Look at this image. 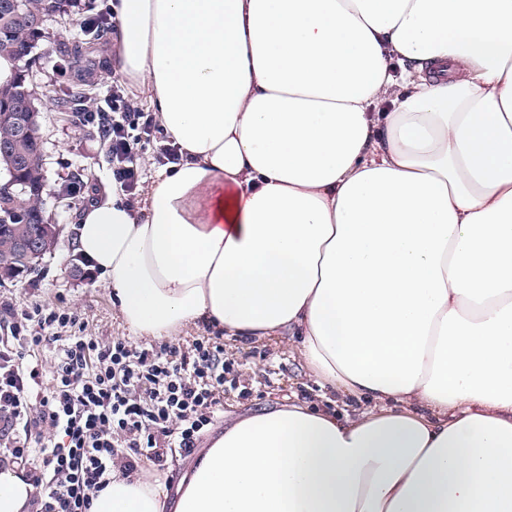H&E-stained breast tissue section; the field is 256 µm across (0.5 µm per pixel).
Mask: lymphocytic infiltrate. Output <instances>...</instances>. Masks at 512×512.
<instances>
[{"label": "lymphocytic infiltrate", "mask_w": 512, "mask_h": 512, "mask_svg": "<svg viewBox=\"0 0 512 512\" xmlns=\"http://www.w3.org/2000/svg\"><path fill=\"white\" fill-rule=\"evenodd\" d=\"M79 118L103 130L115 179L135 193L131 134L153 137L151 115L116 85ZM223 409L220 336L185 348L136 346L119 336L102 343L75 313L0 303V453L39 487L33 512H90L113 471H161L169 454H193Z\"/></svg>", "instance_id": "1"}]
</instances>
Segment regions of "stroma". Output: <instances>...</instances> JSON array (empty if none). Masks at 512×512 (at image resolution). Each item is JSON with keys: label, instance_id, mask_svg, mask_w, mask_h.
Here are the masks:
<instances>
[{"label": "stroma", "instance_id": "1", "mask_svg": "<svg viewBox=\"0 0 512 512\" xmlns=\"http://www.w3.org/2000/svg\"><path fill=\"white\" fill-rule=\"evenodd\" d=\"M102 0H86L84 8H67L50 18L33 51L28 80L39 93L42 112L40 137L44 175L55 189L66 188L73 176H82L84 190L72 199L46 198L47 217L61 228L60 243L52 257L18 281L0 287V302L18 309L57 306L78 315L89 335L99 341L128 337L134 345L150 344V337L131 336L112 306L110 291L97 273H74L81 259L72 240L83 209L105 201L112 193V160L96 128L83 125L68 104L72 78L59 77L65 60L60 43L79 33L84 18L98 17ZM224 414L210 426L206 438L221 434L234 418L287 402L323 403V392L296 359L285 338L261 340L224 338Z\"/></svg>", "mask_w": 512, "mask_h": 512}]
</instances>
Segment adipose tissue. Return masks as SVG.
Listing matches in <instances>:
<instances>
[{
  "label": "adipose tissue",
  "instance_id": "1",
  "mask_svg": "<svg viewBox=\"0 0 512 512\" xmlns=\"http://www.w3.org/2000/svg\"><path fill=\"white\" fill-rule=\"evenodd\" d=\"M110 8L181 162L76 252L134 335L284 336L363 406L235 418L176 493L116 472L91 512H512V0ZM37 493L0 466V512Z\"/></svg>",
  "mask_w": 512,
  "mask_h": 512
}]
</instances>
